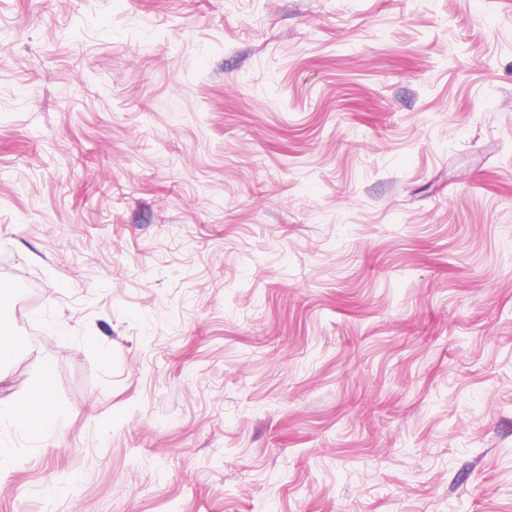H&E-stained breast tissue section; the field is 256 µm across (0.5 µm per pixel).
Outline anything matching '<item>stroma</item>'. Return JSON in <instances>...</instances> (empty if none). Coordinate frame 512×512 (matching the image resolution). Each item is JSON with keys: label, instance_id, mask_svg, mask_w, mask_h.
<instances>
[{"label": "stroma", "instance_id": "1", "mask_svg": "<svg viewBox=\"0 0 512 512\" xmlns=\"http://www.w3.org/2000/svg\"><path fill=\"white\" fill-rule=\"evenodd\" d=\"M0 512H512V0H0ZM39 373L38 381L28 389L20 402L8 407L0 404V425L1 429L13 427L34 442H45L56 431L50 364L43 362Z\"/></svg>", "mask_w": 512, "mask_h": 512}]
</instances>
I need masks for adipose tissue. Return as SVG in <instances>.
I'll list each match as a JSON object with an SVG mask.
<instances>
[{
  "label": "adipose tissue",
  "instance_id": "1",
  "mask_svg": "<svg viewBox=\"0 0 512 512\" xmlns=\"http://www.w3.org/2000/svg\"><path fill=\"white\" fill-rule=\"evenodd\" d=\"M40 377L13 405L0 406V425L11 427L35 442L49 440L56 431V416L53 410L54 390L52 368L42 363Z\"/></svg>",
  "mask_w": 512,
  "mask_h": 512
}]
</instances>
